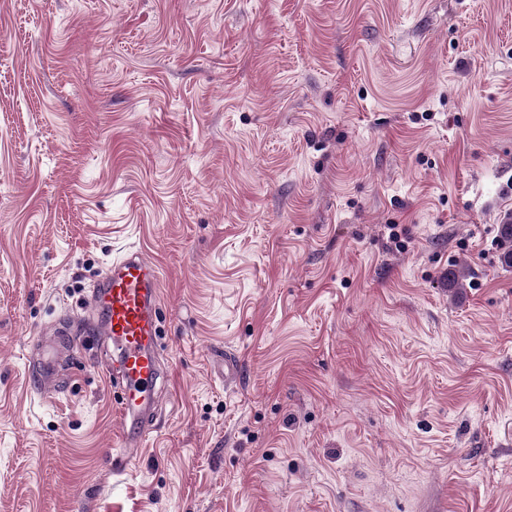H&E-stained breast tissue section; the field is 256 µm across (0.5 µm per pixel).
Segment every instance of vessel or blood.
<instances>
[{"label": "vessel or blood", "mask_w": 512, "mask_h": 512, "mask_svg": "<svg viewBox=\"0 0 512 512\" xmlns=\"http://www.w3.org/2000/svg\"><path fill=\"white\" fill-rule=\"evenodd\" d=\"M161 283L157 264L137 250L113 260L88 300L94 318L85 327V335L106 337L117 356L113 371L121 392L122 436L108 451L116 472L126 470L153 429L150 394L163 376L159 360ZM64 356V350L56 347L47 352L34 375L39 391H53L57 365Z\"/></svg>", "instance_id": "obj_1"}]
</instances>
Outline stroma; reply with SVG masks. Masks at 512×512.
Instances as JSON below:
<instances>
[{
	"label": "stroma",
	"instance_id": "stroma-1",
	"mask_svg": "<svg viewBox=\"0 0 512 512\" xmlns=\"http://www.w3.org/2000/svg\"><path fill=\"white\" fill-rule=\"evenodd\" d=\"M509 213L512 0H0V512H512ZM131 249L168 348L116 473L81 335L27 381ZM69 350H61L57 346L51 347L42 361L39 371L33 374L36 387L43 393L53 392L56 386V370L59 361L69 355Z\"/></svg>",
	"mask_w": 512,
	"mask_h": 512
}]
</instances>
